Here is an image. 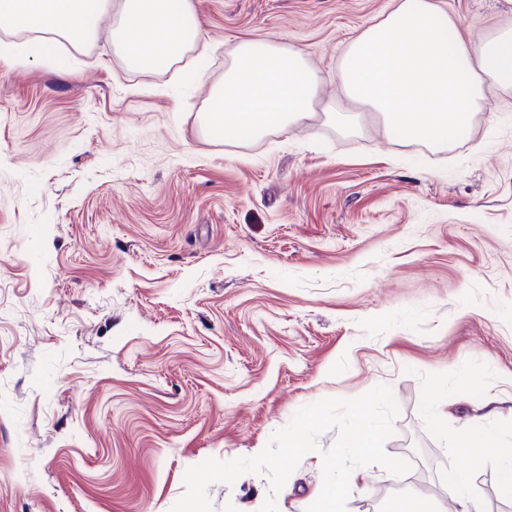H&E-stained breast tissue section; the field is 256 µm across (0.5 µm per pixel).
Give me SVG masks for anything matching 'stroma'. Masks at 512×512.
<instances>
[{"mask_svg": "<svg viewBox=\"0 0 512 512\" xmlns=\"http://www.w3.org/2000/svg\"><path fill=\"white\" fill-rule=\"evenodd\" d=\"M209 45L157 73L108 26L56 62L0 60V512H170L188 468L259 454L303 406L389 385L384 444L425 471L355 468L346 512H389L442 477L454 439L512 433V89L447 147L315 116L248 144L202 129L225 53L274 36L336 80L393 0H193ZM477 44L512 0H443ZM324 431L276 496L306 512ZM482 512H512L494 461ZM263 474L207 489L259 512Z\"/></svg>", "mask_w": 512, "mask_h": 512, "instance_id": "35a3bbf8", "label": "stroma"}]
</instances>
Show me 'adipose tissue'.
I'll list each match as a JSON object with an SVG mask.
<instances>
[{"instance_id": "obj_1", "label": "adipose tissue", "mask_w": 512, "mask_h": 512, "mask_svg": "<svg viewBox=\"0 0 512 512\" xmlns=\"http://www.w3.org/2000/svg\"><path fill=\"white\" fill-rule=\"evenodd\" d=\"M107 17L116 52L144 72L208 49L193 0H0V29L7 33L0 59L26 66L58 40L84 45ZM227 56L204 113L206 130L248 143L311 119L322 76L302 50L265 37L239 41ZM336 77L352 106L327 108L328 120L349 129L365 109L381 115L398 138L441 148L482 111L486 86L512 89V26L471 45L440 0H395L350 39ZM455 445L495 459L501 488L512 494V443L478 428Z\"/></svg>"}]
</instances>
